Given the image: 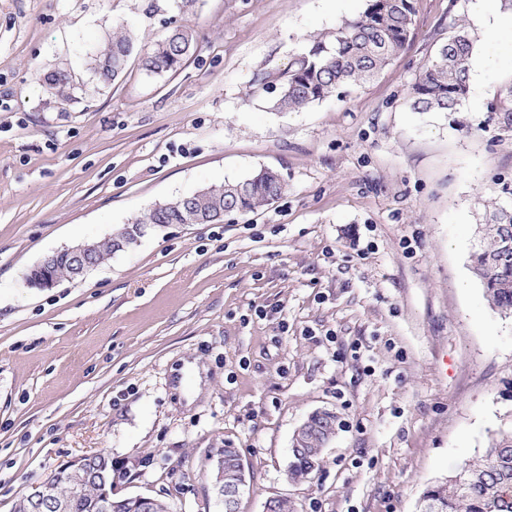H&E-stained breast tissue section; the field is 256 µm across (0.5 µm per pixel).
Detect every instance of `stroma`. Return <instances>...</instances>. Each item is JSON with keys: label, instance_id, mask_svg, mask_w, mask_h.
Segmentation results:
<instances>
[{"label": "stroma", "instance_id": "stroma-1", "mask_svg": "<svg viewBox=\"0 0 512 512\" xmlns=\"http://www.w3.org/2000/svg\"><path fill=\"white\" fill-rule=\"evenodd\" d=\"M480 6L415 0L384 72L279 113L258 79L364 0H0V512L96 453L114 495L224 512L209 456L225 446L246 472L237 512L272 497L295 512H414L482 453L512 414V319L488 308L470 265L483 200L512 206V132L487 120L512 83V43L478 31L488 73L457 116L406 104ZM119 25L136 55L101 85L86 61ZM177 25L195 29L197 53L147 74L139 55ZM58 68L70 98L45 81ZM262 167L288 184L268 208L173 224L83 278L26 287L46 254ZM188 365L191 395L178 388ZM325 410L336 433L293 483V437Z\"/></svg>", "mask_w": 512, "mask_h": 512}]
</instances>
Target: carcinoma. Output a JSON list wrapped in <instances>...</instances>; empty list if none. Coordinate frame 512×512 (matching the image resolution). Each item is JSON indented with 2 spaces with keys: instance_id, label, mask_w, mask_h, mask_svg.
I'll return each mask as SVG.
<instances>
[{
  "instance_id": "cac0c4a2",
  "label": "carcinoma",
  "mask_w": 512,
  "mask_h": 512,
  "mask_svg": "<svg viewBox=\"0 0 512 512\" xmlns=\"http://www.w3.org/2000/svg\"><path fill=\"white\" fill-rule=\"evenodd\" d=\"M415 15L414 0H366L363 11L342 21L335 29L312 38L309 49L298 55L288 68L270 74L258 83L261 90L276 91L275 110L302 112L329 98L344 100L350 92L378 76L404 50ZM134 35L122 27L90 54L88 69L98 82L115 81L126 69L135 48ZM193 29L177 26L140 56L141 68L150 75L173 73L196 51ZM477 37L466 24L457 22L447 39L421 67L408 105L415 112L454 113L469 92V70ZM49 86L68 98L75 90L70 72L59 69L47 76ZM487 122L512 131V85L488 107ZM208 191L194 196L185 208L179 196L132 223L145 231L171 224H213L215 206L224 204V215L256 213L269 207L287 190L283 176L261 168L241 179L210 183ZM485 223L495 224L494 232L482 238L472 255V267L482 270L480 282L488 307L502 317H512V207L497 201L483 202ZM124 239L127 248L136 246V237L127 225L115 229L111 237L97 241L96 260L103 264L115 253L114 241ZM54 284L76 279L73 266L60 256L47 273L27 275L28 287L38 289L45 279ZM336 418L329 412L313 415L295 438L297 450L289 465L291 480L301 481L320 460L321 448L335 429ZM112 484V467L104 477L91 475L78 480L68 468L60 467L40 488H47L64 512H141L129 497L106 494ZM433 512H512V418L503 420L490 436L482 454L465 461L442 481L424 493Z\"/></svg>"
}]
</instances>
